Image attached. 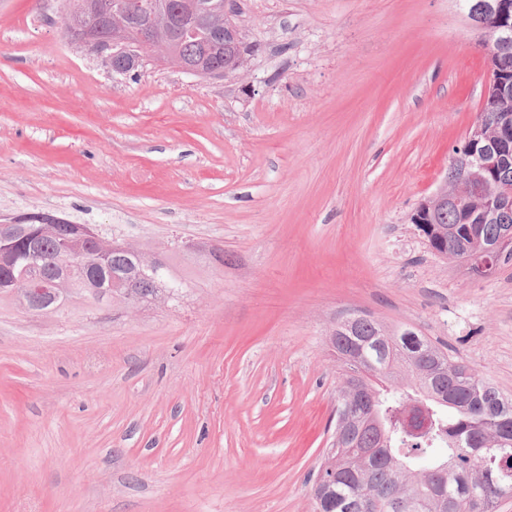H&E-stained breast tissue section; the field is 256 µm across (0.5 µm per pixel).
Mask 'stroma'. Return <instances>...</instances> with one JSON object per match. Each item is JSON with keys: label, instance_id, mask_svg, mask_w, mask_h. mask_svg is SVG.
<instances>
[{"label": "stroma", "instance_id": "1", "mask_svg": "<svg viewBox=\"0 0 512 512\" xmlns=\"http://www.w3.org/2000/svg\"><path fill=\"white\" fill-rule=\"evenodd\" d=\"M237 5L256 50L214 81L114 74L59 0H0V224H90L186 282L164 308L0 299V512H313L349 312L512 396V264L473 277L412 222L484 96L462 0Z\"/></svg>", "mask_w": 512, "mask_h": 512}]
</instances>
